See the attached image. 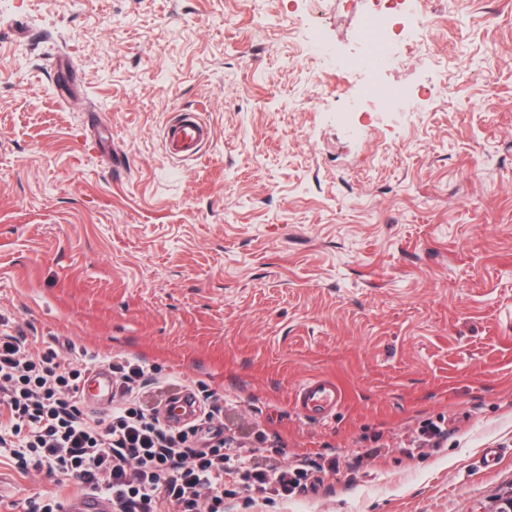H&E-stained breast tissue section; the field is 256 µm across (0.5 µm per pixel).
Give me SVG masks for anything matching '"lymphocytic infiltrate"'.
<instances>
[{"mask_svg": "<svg viewBox=\"0 0 512 512\" xmlns=\"http://www.w3.org/2000/svg\"><path fill=\"white\" fill-rule=\"evenodd\" d=\"M106 365L114 392L100 415L81 398L86 360L62 362L54 349L38 354L28 337L0 333V449L17 469L106 495L114 512H224L231 490L256 501L307 488L309 465H256L236 437L212 432L217 393L206 394L197 421L173 427L146 401L166 385L153 365L123 356Z\"/></svg>", "mask_w": 512, "mask_h": 512, "instance_id": "f902f5d3", "label": "lymphocytic infiltrate"}]
</instances>
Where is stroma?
I'll use <instances>...</instances> for the list:
<instances>
[{"instance_id":"1","label":"stroma","mask_w":512,"mask_h":512,"mask_svg":"<svg viewBox=\"0 0 512 512\" xmlns=\"http://www.w3.org/2000/svg\"><path fill=\"white\" fill-rule=\"evenodd\" d=\"M371 0H0V314L224 396L278 460L361 457L224 512H498L512 497V0H424L431 95L361 137ZM194 112L211 139L176 161ZM345 401L315 424L298 385ZM440 437L422 441L425 421ZM498 451L495 461L486 449ZM55 477L0 453V503ZM211 131L200 120L181 117L173 120L165 131L167 152L178 158L196 156L210 139ZM344 400V393L336 382L323 376H313L295 390L293 407L307 421L327 423L334 419Z\"/></svg>"}]
</instances>
